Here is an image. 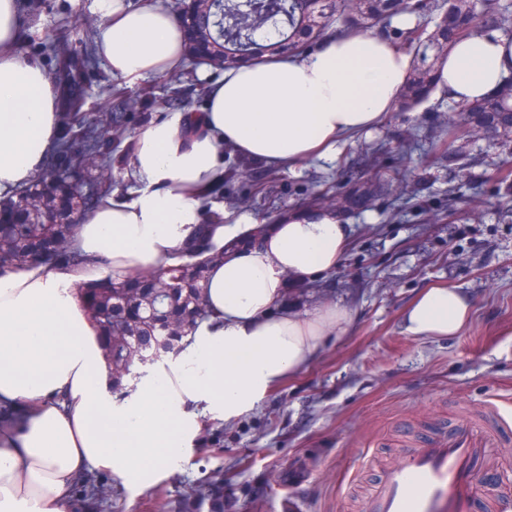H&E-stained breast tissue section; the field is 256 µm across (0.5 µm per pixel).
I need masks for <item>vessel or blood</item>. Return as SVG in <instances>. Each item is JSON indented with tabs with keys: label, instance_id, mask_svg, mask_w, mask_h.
I'll list each match as a JSON object with an SVG mask.
<instances>
[{
	"label": "vessel or blood",
	"instance_id": "vessel-or-blood-1",
	"mask_svg": "<svg viewBox=\"0 0 512 512\" xmlns=\"http://www.w3.org/2000/svg\"><path fill=\"white\" fill-rule=\"evenodd\" d=\"M484 453L464 434L452 442L440 439L403 449L399 459L383 469L362 512H471L478 502L485 512H512V503L495 492L481 500L476 497L472 465Z\"/></svg>",
	"mask_w": 512,
	"mask_h": 512
}]
</instances>
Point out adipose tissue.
<instances>
[{"label":"adipose tissue","mask_w":512,"mask_h":512,"mask_svg":"<svg viewBox=\"0 0 512 512\" xmlns=\"http://www.w3.org/2000/svg\"><path fill=\"white\" fill-rule=\"evenodd\" d=\"M96 45L108 73L134 85L182 69V23L168 0H93ZM19 0H0V198L42 167L57 132V83L19 49ZM414 68L412 55L369 32H343L296 57L256 56L208 81L200 117L174 110L141 127L122 171L124 189L80 225L85 267L0 275V405L25 417L0 435V512H70L90 470L146 487L152 465L179 464L200 415L227 420L257 408L317 358L328 336L347 335L354 311L333 302L284 306L287 278L317 280L339 269L351 227L330 209L296 210L268 226L259 245L234 247L255 219L212 225L223 250L205 287L208 320L177 357L119 400L77 292L105 275L123 279L172 265L203 221L201 196L224 175V149L284 170L332 159L379 125ZM440 96L464 103L512 74V38L477 30L435 65ZM473 301L445 284L421 289L403 308L414 337H448L469 324Z\"/></svg>","instance_id":"obj_1"}]
</instances>
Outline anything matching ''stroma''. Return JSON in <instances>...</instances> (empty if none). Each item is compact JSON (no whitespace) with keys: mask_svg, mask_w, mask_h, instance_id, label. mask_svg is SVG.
Masks as SVG:
<instances>
[{"mask_svg":"<svg viewBox=\"0 0 512 512\" xmlns=\"http://www.w3.org/2000/svg\"><path fill=\"white\" fill-rule=\"evenodd\" d=\"M92 2L44 0L39 16L24 19L27 55L39 57L46 31L91 16ZM452 107L434 95L413 111L391 112L336 159L281 171L287 194L241 206L261 221L284 215L304 206L305 189L356 177L366 148L421 129L387 191L345 212L352 242L340 269L308 282L295 300L301 308L350 306L354 330L326 337L316 361L254 412L231 424L205 417L180 467L158 464L150 487L113 476L104 512H173L184 491L219 471L237 512H360L397 449L461 426L490 450L473 466L476 487L512 475V206L496 193L512 153L461 122L439 131ZM435 282L473 298L470 324L448 338L403 334L402 308ZM302 459L306 469L288 481Z\"/></svg>","mask_w":512,"mask_h":512,"instance_id":"stroma-1","label":"stroma"}]
</instances>
